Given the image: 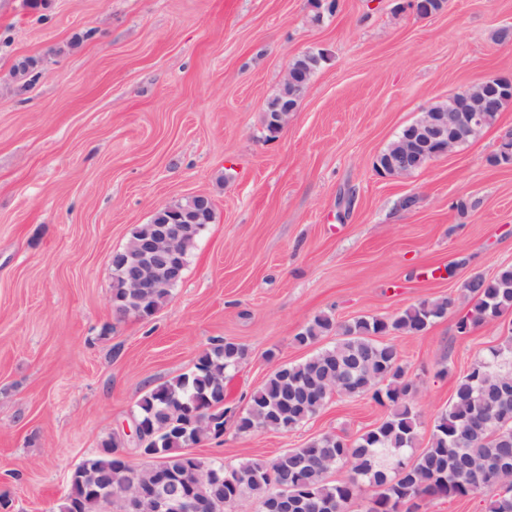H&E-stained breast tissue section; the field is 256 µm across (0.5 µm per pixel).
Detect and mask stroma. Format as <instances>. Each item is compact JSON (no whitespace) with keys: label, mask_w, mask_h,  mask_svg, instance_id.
<instances>
[{"label":"stroma","mask_w":512,"mask_h":512,"mask_svg":"<svg viewBox=\"0 0 512 512\" xmlns=\"http://www.w3.org/2000/svg\"><path fill=\"white\" fill-rule=\"evenodd\" d=\"M408 2L339 0L320 16L312 0H49L38 13L0 0V512H58L74 467L214 340L248 350L225 385L242 410L275 364L309 356L293 338L316 315L388 318L447 297L425 333L389 336L419 387L426 448L457 381L512 327V312L456 327L464 282L512 265V165L488 162L512 104L410 176L374 162L434 103L512 77V45L494 39L512 0H446L428 17ZM318 49L327 62L267 140L289 63ZM200 195L214 219L170 300L116 315L113 254L159 207ZM386 414L335 397L291 431L229 422L194 451L269 458L323 433L354 441Z\"/></svg>","instance_id":"stroma-1"}]
</instances>
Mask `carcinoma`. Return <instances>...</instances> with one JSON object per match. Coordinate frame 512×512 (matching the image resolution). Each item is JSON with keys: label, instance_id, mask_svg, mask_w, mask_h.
Here are the masks:
<instances>
[{"label": "carcinoma", "instance_id": "carcinoma-1", "mask_svg": "<svg viewBox=\"0 0 512 512\" xmlns=\"http://www.w3.org/2000/svg\"><path fill=\"white\" fill-rule=\"evenodd\" d=\"M326 61L323 51H310L294 59L290 67L310 77ZM307 90L305 80L283 84L267 104V138H275L277 112L287 104L297 106ZM411 130L410 125L403 129L378 155L374 162L378 173L391 175L392 160ZM171 209L185 224L203 226L214 216L206 196ZM164 221V213H155L117 255L135 261L141 244L156 239ZM175 286L172 282L155 289L138 311L123 283L116 280L112 303L117 310L132 309L134 316H151L171 298ZM465 297L472 306L457 322L462 334L512 312V265L500 268L489 279L480 274L472 277ZM451 306L448 298H433L422 299L388 319L358 317L339 323L331 314L315 316L294 336L295 342L309 346L329 335L336 336V342L301 362L276 367L243 412L224 406V378L246 360L247 349L231 340L214 341L193 370L147 391L133 411L160 430L146 446L159 465H134L123 456L125 442L117 436L109 438L73 469L59 512H156L154 488L159 468L168 478L192 483L195 498L222 503L226 509L244 498L258 497L262 489L277 492L279 478L285 477L292 512H336L363 484L373 489L366 512H402L403 507L425 497L462 500L485 488L499 490L487 512H512V489H505L512 486V332L457 382L448 409L435 419L427 448L413 452L419 420L417 385L407 377L396 345L382 336L423 334ZM367 394L388 413L352 443L324 433L302 448H289L270 458L227 465L215 459L199 460L204 470L221 467L238 476V481H226L222 487L197 483L190 475L192 462L184 448L219 437L230 419L240 434L287 432L320 413L335 396ZM343 465L349 466L347 477L328 480V473ZM109 483L112 494L105 495L102 488ZM134 485L141 492L129 510L126 492Z\"/></svg>", "mask_w": 512, "mask_h": 512}]
</instances>
